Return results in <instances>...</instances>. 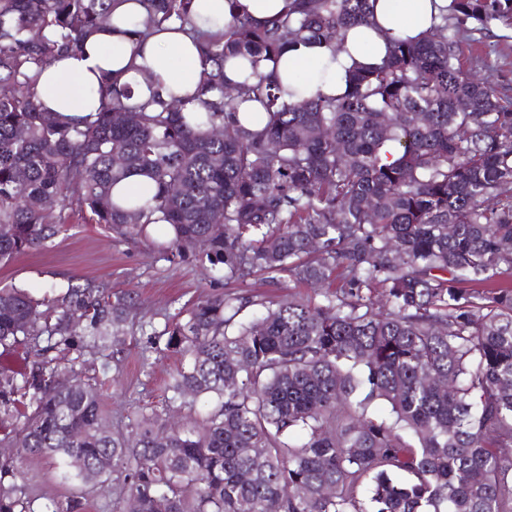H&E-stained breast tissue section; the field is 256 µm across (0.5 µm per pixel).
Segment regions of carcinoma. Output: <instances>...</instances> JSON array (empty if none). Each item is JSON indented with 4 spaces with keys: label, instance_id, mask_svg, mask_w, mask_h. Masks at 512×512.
Returning <instances> with one entry per match:
<instances>
[{
    "label": "carcinoma",
    "instance_id": "carcinoma-1",
    "mask_svg": "<svg viewBox=\"0 0 512 512\" xmlns=\"http://www.w3.org/2000/svg\"><path fill=\"white\" fill-rule=\"evenodd\" d=\"M139 2L143 33L195 30L192 0ZM111 12L112 0H0V264L77 216L129 238L165 224L171 249L198 250L226 288L261 273L326 291L180 310L148 340L182 357L168 402L207 398L210 412L173 426L136 410L114 431L98 388L53 378L64 361L76 372L66 353L84 347L110 373L131 295L0 288V348L35 351L21 371L0 367V512H79L74 498L34 508L29 458L77 486L122 483L120 512H512V286L495 284L512 270V95L491 62L512 0H448L426 36L391 39L340 96L287 104L271 73L224 86V64L337 43L370 0L232 16L203 38L194 109L107 87L80 121L43 111L41 69ZM464 41L484 45L468 69ZM247 99L264 111L258 130L237 118ZM133 172L156 192L116 203ZM379 402L389 418L372 414Z\"/></svg>",
    "mask_w": 512,
    "mask_h": 512
}]
</instances>
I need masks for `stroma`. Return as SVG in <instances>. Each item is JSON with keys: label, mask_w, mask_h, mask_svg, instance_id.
Wrapping results in <instances>:
<instances>
[{"label": "stroma", "mask_w": 512, "mask_h": 512, "mask_svg": "<svg viewBox=\"0 0 512 512\" xmlns=\"http://www.w3.org/2000/svg\"><path fill=\"white\" fill-rule=\"evenodd\" d=\"M71 282H101L116 292L132 288L138 294L123 326L124 340L113 348L112 371L102 381L113 429H123L134 406L168 416L165 386L180 359L150 347L140 325L150 321L163 329L168 316L183 305L223 295V283L213 280L193 251L169 259L152 252L140 239L78 221L65 225L45 245L0 266V286L14 285L38 297L58 295ZM21 472L40 500H63L77 492L61 481L50 460H27Z\"/></svg>", "instance_id": "35a3bbf8"}]
</instances>
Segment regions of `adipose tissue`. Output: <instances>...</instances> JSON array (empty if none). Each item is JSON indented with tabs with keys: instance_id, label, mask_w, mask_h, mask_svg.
<instances>
[{
	"instance_id": "ef3b65f1",
	"label": "adipose tissue",
	"mask_w": 512,
	"mask_h": 512,
	"mask_svg": "<svg viewBox=\"0 0 512 512\" xmlns=\"http://www.w3.org/2000/svg\"><path fill=\"white\" fill-rule=\"evenodd\" d=\"M287 4L288 0H193L192 12L200 31L219 33L232 15L245 13L262 23L281 14ZM446 4L447 0H376L368 23L351 27L343 41L310 40L290 46L276 64L262 60L250 68L228 63L225 83L234 87L252 81L254 73L272 72L287 103L318 92L343 93L351 70L381 64L390 37L420 36ZM144 16L140 0H113L110 19L83 48L57 58L40 75L37 92L43 107L73 120L84 118L98 111L100 88L107 82L130 90L135 102L153 96L193 102L203 67L198 41L176 22L141 36ZM325 63L330 69L322 81L318 71Z\"/></svg>"
}]
</instances>
